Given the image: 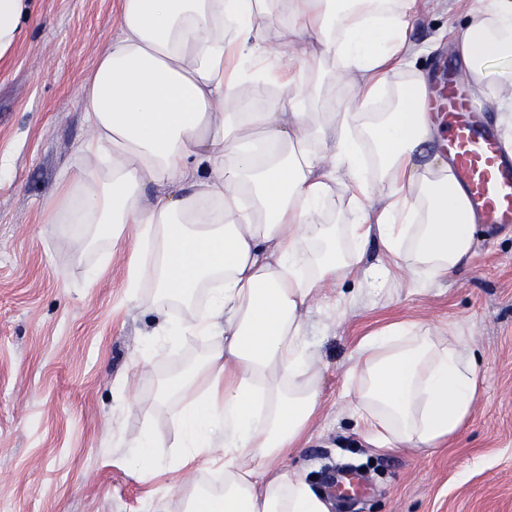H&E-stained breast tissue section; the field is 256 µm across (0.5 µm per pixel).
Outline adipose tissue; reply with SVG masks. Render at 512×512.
I'll return each instance as SVG.
<instances>
[{
	"mask_svg": "<svg viewBox=\"0 0 512 512\" xmlns=\"http://www.w3.org/2000/svg\"><path fill=\"white\" fill-rule=\"evenodd\" d=\"M418 0H121L120 32L79 85L89 136L46 223L85 246L126 253L129 300L169 347H209L162 379L191 398L171 418L181 512H330L285 461L322 404L308 339L312 299L364 275L409 290L468 267L477 218L435 145L427 80L408 30ZM27 0H0V60L21 40ZM278 43H271L270 31ZM461 76L496 112L512 154V0H480L455 42ZM281 95L256 110L253 78ZM350 88L325 98L326 86ZM348 197L336 221V191ZM377 239L381 257L365 266ZM349 411L380 450L439 447L480 393L473 336L391 322L365 336L347 371ZM146 420L125 466L167 468Z\"/></svg>",
	"mask_w": 512,
	"mask_h": 512,
	"instance_id": "1",
	"label": "adipose tissue"
}]
</instances>
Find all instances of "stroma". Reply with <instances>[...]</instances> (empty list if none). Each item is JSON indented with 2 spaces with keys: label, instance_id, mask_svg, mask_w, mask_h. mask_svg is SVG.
Instances as JSON below:
<instances>
[{
  "label": "stroma",
  "instance_id": "1",
  "mask_svg": "<svg viewBox=\"0 0 512 512\" xmlns=\"http://www.w3.org/2000/svg\"><path fill=\"white\" fill-rule=\"evenodd\" d=\"M472 0H419L409 32L432 74L465 28ZM119 0H34L25 38L0 63V512H179L182 472L142 481L122 465L155 412L157 379L200 355L186 337L133 366L156 317L129 304L125 259L88 285L99 248L40 221L89 135L77 88L119 33ZM469 266L415 292L375 293L361 278L317 297L309 340L324 367L323 409L310 440L285 461L315 488L342 459L363 463L362 512H512V228L480 227ZM398 320L458 326L477 341L482 393L441 447L382 452L365 441L346 399L345 372L363 336Z\"/></svg>",
  "mask_w": 512,
  "mask_h": 512
}]
</instances>
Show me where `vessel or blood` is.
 I'll return each mask as SVG.
<instances>
[{
  "instance_id": "vessel-or-blood-1",
  "label": "vessel or blood",
  "mask_w": 512,
  "mask_h": 512,
  "mask_svg": "<svg viewBox=\"0 0 512 512\" xmlns=\"http://www.w3.org/2000/svg\"><path fill=\"white\" fill-rule=\"evenodd\" d=\"M432 109L447 128L445 148L457 180L465 188L475 211L492 226L512 224V155L480 112L468 87L456 78L438 79ZM362 475L341 469L333 474L328 489L339 493L341 512H352L353 497L362 490Z\"/></svg>"
}]
</instances>
